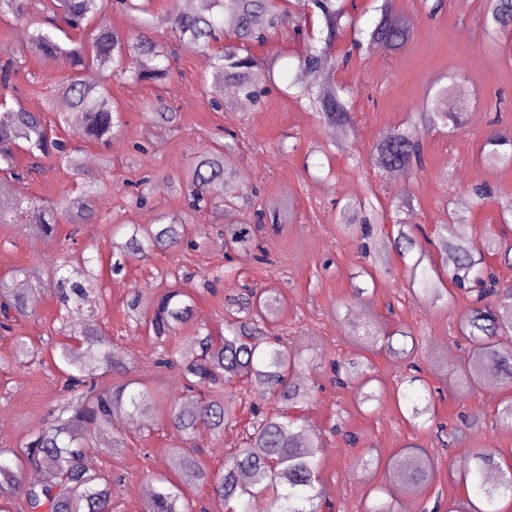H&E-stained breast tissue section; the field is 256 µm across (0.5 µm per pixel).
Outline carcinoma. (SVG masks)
Masks as SVG:
<instances>
[{
	"mask_svg": "<svg viewBox=\"0 0 512 512\" xmlns=\"http://www.w3.org/2000/svg\"><path fill=\"white\" fill-rule=\"evenodd\" d=\"M32 0H0V16L11 15L29 30L26 49L0 60V83L8 86L24 68L26 57L49 59L57 54L69 56L73 65L84 69L94 66L112 71V77L133 83L165 82L172 77L171 50L167 42L150 33L159 23L166 24L179 46L209 56L211 79L204 80L206 93L217 104L224 99V88L234 87L243 109L258 106L264 86L272 80V59L256 57L253 43H263L281 30L288 17L284 5L275 0H210L205 11H186L172 5L160 19L150 8L152 0H115L127 14H137L136 31L122 33L96 21L106 9L105 0H41L42 8L31 11ZM376 20L367 27L345 11L339 0H311L313 12L322 20L321 37L312 40L301 55L297 68L288 78V88L302 107L317 112L329 127L351 124L350 91L336 84L334 73L338 59L331 49L336 39L351 31L356 45L386 43L398 50L408 42L409 21L394 10V0H378ZM512 16V0H486L484 26L490 37L505 32L504 19ZM67 42L60 40L59 34ZM52 95L68 99L69 112L57 113V124L74 122L82 128L86 142L107 144L115 126L112 97L104 86L85 83L74 73L65 80L47 79ZM464 85L457 74L448 75L427 102L422 119L430 127L459 129L462 114L450 108V101L462 94ZM178 113L164 106H150L149 122L177 127ZM512 140L499 133L484 141V160L493 166H512V151L503 146ZM231 143H220L196 155L185 178L188 210L200 212L234 202L239 175L224 150ZM23 151L33 162L22 171L16 164ZM50 158L69 171L76 180L78 193L60 204L49 203L19 193L15 184L43 173L40 163ZM368 159L384 172L401 170L421 161V144L405 131L384 133L370 149ZM97 193L95 180L88 177L82 164V145H72L53 135L43 113L30 112L22 105L0 112V227H21L42 238H56L58 226L87 221L94 215ZM188 215L162 214L158 223L131 225L128 234L112 239V255L117 260L111 271L122 266L118 257L138 251L145 255L184 243L183 224ZM338 226L347 233H362L369 240L365 252L378 262L376 269L361 271L374 278L387 270L390 255L409 261L418 294L426 301L446 306L466 296L467 313L460 321L461 336L469 349L456 369L453 390L463 393L494 380L508 392L497 410V423L512 429V345L505 338L512 332V291L502 292L485 278V259L476 257L474 228L464 219L435 228L436 249L441 256L453 257L447 272H442L433 254L418 241L412 225L395 222L388 229L380 223L371 195L350 200L339 211ZM224 245L241 252L246 261L265 260L254 243L250 224H226L219 232ZM70 234L60 253V264L48 274L37 265H28L0 277V328L10 330L16 317L37 313L40 295L52 291L57 300L56 320L68 338L76 337L80 346L62 343L57 351L63 371V404L50 412V419L18 449L0 448V508L15 497L24 498L31 512H113L120 495V481L91 471L82 463L89 435L95 434L109 448L121 447L122 440L111 433L117 414L134 417L155 404L153 393L133 388L123 381L102 388L104 375H126L129 367L114 352L112 339L96 318V312L84 309L90 294L97 290L99 273L94 258L71 260ZM23 279L27 287H17ZM281 299L266 295L249 285L225 295L224 332L214 334L206 328L196 331L188 343L168 347L166 342L193 315V299L179 288H171L156 301H145L138 290L131 291L125 303L127 320L146 324L153 333L158 368L176 373L182 383V396L168 408V425L185 447L172 452L170 468L175 479L162 477L147 500L144 512H192L186 489L207 488L224 500L225 512H252V503L262 497L266 512H319L326 500L321 484V441L299 411L311 401L313 387L299 376L314 362L313 357L288 349L282 336L272 335L267 325L274 322ZM362 339L375 343L394 356L406 352L394 349L392 337L379 336L375 325L363 327ZM16 362L21 368L34 358L32 347L22 337L14 338ZM334 382L355 389L359 405L378 402L381 389L372 386L374 365L360 356L348 363H331ZM413 398L396 391V400H409L405 406L408 423L417 429L435 420V391L419 375L403 379ZM212 385L226 389L224 398L209 399L199 394ZM256 395L250 405L251 421L243 429L239 448L230 454L224 472L218 474L199 459L197 448L205 436L218 437L236 426L235 406L239 391ZM499 451L478 448L460 460L461 482L472 488L473 496L457 503L450 512H499L497 500L512 493V467L502 468ZM47 469L53 480L43 483L25 481L26 470ZM388 475L408 484L411 494L422 496L434 482L429 458L419 449L405 454L404 469L388 467Z\"/></svg>",
	"mask_w": 512,
	"mask_h": 512,
	"instance_id": "1",
	"label": "carcinoma"
}]
</instances>
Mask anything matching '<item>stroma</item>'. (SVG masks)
<instances>
[{
    "label": "stroma",
    "mask_w": 512,
    "mask_h": 512,
    "mask_svg": "<svg viewBox=\"0 0 512 512\" xmlns=\"http://www.w3.org/2000/svg\"><path fill=\"white\" fill-rule=\"evenodd\" d=\"M484 5V0H469L465 6L443 0L433 12L424 0H395L397 12L411 22L410 39L397 52L377 45L361 50L350 36L339 37L332 49L341 60L334 79L353 92L354 120L349 127L326 126L286 93L288 74L304 46L303 37L290 31L254 45L255 56L274 58L275 83L249 112L237 109L231 94L225 95L222 108H212L203 85L208 59L184 49L173 62L175 77L167 82H111L121 126L109 146L84 147L89 175L101 183L95 201L98 219L75 228L61 225L60 235L76 232L79 245L94 246L102 260H109L119 225L152 223L160 213L183 210L185 200L172 192L171 179L229 131L239 137L232 161L241 180L258 189L255 208L288 213L287 223H266L257 232L268 263H247L237 280L223 275L228 260L217 232L227 224L250 223L253 208L242 203L218 215H192L185 231L187 244L181 249L149 257L129 252L122 258L121 273L102 269L100 291L93 296L98 318L111 333L116 351L129 362L131 378L162 397L156 409L145 412L140 425L113 422V433L125 441L123 448L109 452L94 441L85 455L91 470L121 476L118 512H142L145 498L139 487L170 475L169 461L178 443L166 424V403L179 397V386L155 367L147 333H134L127 326L124 306L135 289L151 299L174 285L194 296V315L177 334L179 344L201 326L223 331L224 296L241 281L283 298L276 332L287 333L289 347L313 355L317 362L307 372L315 393L304 415L323 441L320 477L332 512H366L378 502L390 504L394 512H432L436 507L447 512L466 494L457 463L469 451L497 448L504 462L512 464V431L495 422L500 389L481 386L461 396L448 388L450 369L466 354L459 333L464 302L444 309L430 305L413 292L406 267L395 258L391 273L377 274L368 303L356 304L351 278L370 262L360 239L336 230V215L346 199L368 193L384 223L399 217L428 234L436 225L460 217L477 232L503 234L512 244V229L500 224L497 206L512 197V167L488 166L481 155L488 133L512 137V31L490 38L484 28ZM25 66L15 79L16 97L26 109L44 112L46 121H53L54 113L44 110L48 89L43 76L65 78L74 71L72 63L30 57ZM455 70L467 87L454 104L466 120L463 129L451 134L441 127H425L418 112ZM156 99L178 113L177 129L148 125L144 105ZM398 128L420 141L422 164L405 169L398 181L373 165L356 166L353 153H367L383 133ZM282 145L289 146L288 156L279 153ZM320 145L327 147V154L317 153ZM104 155L112 161L106 170L100 165ZM145 178L151 183L150 199L139 206L133 197ZM480 185L489 195L476 207L470 191ZM72 188L70 174L49 166L19 190L59 202ZM400 195L410 198L411 207L398 214L394 201ZM203 226L209 237L201 236ZM58 259L57 242L15 227L0 230V273L32 263L50 269ZM205 273L213 277L207 289L200 285ZM55 314L54 294L44 293L37 316L17 319L12 334L0 335V418L6 420L0 425L2 448L23 446L42 426L49 409L62 400L52 359V349L61 339L53 328ZM360 321L380 323L392 333L394 345L412 349L411 359L371 351L355 341L352 332ZM16 335L26 337L38 353L32 369L20 370L14 359ZM361 355L370 356L383 388L381 401L370 406L358 405L352 389L336 387L330 367L331 362ZM412 360L437 389V419L451 428L448 438L413 429L400 413L394 392ZM435 361L444 364V371L433 373ZM347 433L355 436V444L344 442ZM409 445L425 449L436 474L432 491L419 500L387 478L388 461Z\"/></svg>",
    "instance_id": "1"
}]
</instances>
